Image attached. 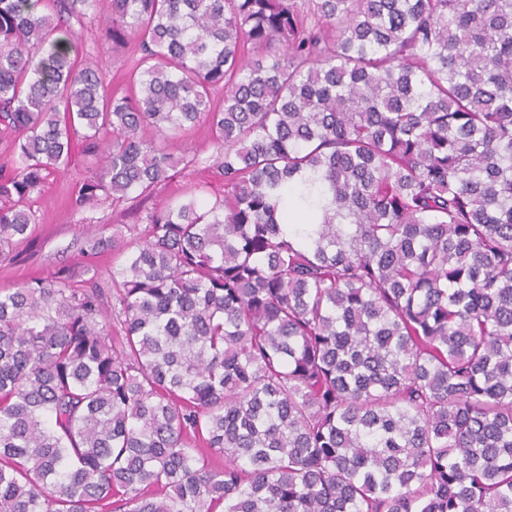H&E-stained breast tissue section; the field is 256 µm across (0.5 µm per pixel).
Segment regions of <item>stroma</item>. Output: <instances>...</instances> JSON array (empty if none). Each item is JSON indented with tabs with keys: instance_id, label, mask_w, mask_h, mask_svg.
Wrapping results in <instances>:
<instances>
[{
	"instance_id": "1",
	"label": "stroma",
	"mask_w": 512,
	"mask_h": 512,
	"mask_svg": "<svg viewBox=\"0 0 512 512\" xmlns=\"http://www.w3.org/2000/svg\"><path fill=\"white\" fill-rule=\"evenodd\" d=\"M199 162L174 178L159 183L149 199L152 207L165 208L184 198L187 187L203 185L206 198L224 190V181L216 168L208 164L212 153L211 135L200 126L188 141ZM91 158L77 156L69 174L63 179H48L26 201L35 215L31 236L16 247L18 257L13 262H0V289H10L30 278L45 275L60 268L78 273L94 269L102 280H109L112 265L118 261L115 252L91 253L86 249L90 238L120 235L128 243L143 236L144 225L134 223L128 204L103 200L91 211L89 220H80L67 205L68 196L83 182Z\"/></svg>"
}]
</instances>
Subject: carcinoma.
<instances>
[{
	"label": "carcinoma",
	"instance_id": "1",
	"mask_svg": "<svg viewBox=\"0 0 512 512\" xmlns=\"http://www.w3.org/2000/svg\"><path fill=\"white\" fill-rule=\"evenodd\" d=\"M77 142L148 232L0 291V512H512V0H0L1 262ZM83 39L87 43H92L95 40H97L102 47V51L105 52L104 56L106 59L109 60L110 64V70L112 71V75L117 73L116 77H119V75L124 71L123 68V60L124 55L122 52H116L112 53V41H109L102 28L97 25L92 27V29H88V31H84ZM196 152L200 162L183 170L174 178L159 183L149 199L150 207L165 208L185 199L186 188L193 184L204 185V197L211 199L214 194L224 192V181L219 171L205 160L212 154L211 135L205 126H198L187 144Z\"/></svg>",
	"mask_w": 512,
	"mask_h": 512
}]
</instances>
